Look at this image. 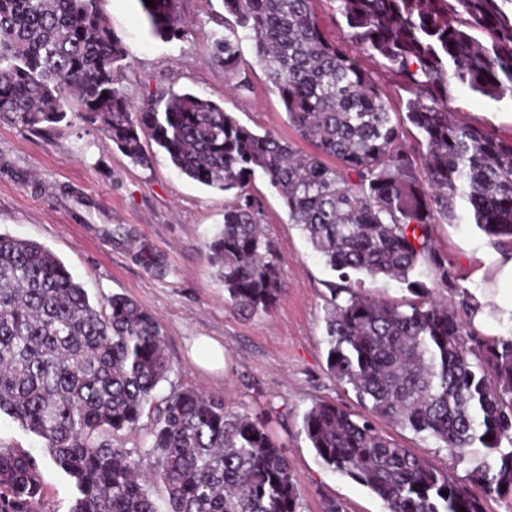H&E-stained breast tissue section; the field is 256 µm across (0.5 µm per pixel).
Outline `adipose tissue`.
<instances>
[{"mask_svg":"<svg viewBox=\"0 0 512 512\" xmlns=\"http://www.w3.org/2000/svg\"><path fill=\"white\" fill-rule=\"evenodd\" d=\"M475 277H489L491 285L477 293L472 306L474 326L486 335H496L497 323L492 319L493 310L503 308L505 301H512V257L496 255L493 262L476 267Z\"/></svg>","mask_w":512,"mask_h":512,"instance_id":"ef3b65f1","label":"adipose tissue"}]
</instances>
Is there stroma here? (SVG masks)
I'll return each mask as SVG.
<instances>
[{"label": "stroma", "mask_w": 512, "mask_h": 512, "mask_svg": "<svg viewBox=\"0 0 512 512\" xmlns=\"http://www.w3.org/2000/svg\"><path fill=\"white\" fill-rule=\"evenodd\" d=\"M115 36L127 48L124 85L134 96L160 87L191 91L223 105L241 125L271 133L303 153L314 147L288 123L283 104L270 91L260 67L249 72L250 88L233 90L221 64L205 51L227 14L222 0H179L188 27L181 40L168 42L151 32L139 0H106ZM449 107L463 120L483 125L492 135L512 137V105L467 90ZM144 148L150 167L134 165L101 131L62 122L33 131L0 120V233L42 244L65 265L92 303L115 294L134 299L159 320L171 365L156 399L174 388H193L224 397L240 412H260L282 445L299 490V512H323L326 500L343 512H383L379 497L349 477L324 468L302 430L306 410L318 402L336 404L363 416L367 407L351 386L340 384L327 367L326 317L330 286L338 279L291 224L280 196L262 175L250 192L260 201L263 228L282 259L285 290L267 313H242L224 303V285L206 261L202 245L224 222V205L234 198L180 175L152 141ZM129 226L137 242L162 253L168 264L157 277L135 262L129 249L112 245L102 230ZM434 243L466 275L465 287L484 290L472 272L477 259L495 252L471 224L440 223ZM224 351V365L213 369L195 355L199 337ZM396 443L463 480L464 465L433 440L377 420ZM0 446L22 448L40 459L44 512H69L75 491L45 457L39 438L0 415Z\"/></svg>", "instance_id": "obj_1"}]
</instances>
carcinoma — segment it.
Wrapping results in <instances>:
<instances>
[{
	"label": "carcinoma",
	"instance_id": "cac0c4a2",
	"mask_svg": "<svg viewBox=\"0 0 512 512\" xmlns=\"http://www.w3.org/2000/svg\"><path fill=\"white\" fill-rule=\"evenodd\" d=\"M104 2L0 0V118L43 130L72 116L145 167L143 141L151 140L180 174L236 190L203 250L237 311L269 312L283 290L282 258L246 193L261 172L343 279L328 300L330 373L373 416L435 441L467 474L463 483L450 479L329 403L303 416L317 458L373 491L384 512H484L469 483L512 512V328L486 336L472 327L465 274L432 238L442 221L465 222L512 255V140L448 107L460 89L512 103V0H336L345 44L325 37L311 0H224L234 21L212 34L206 59L246 91L241 43L251 39L288 123L316 154L251 131L200 94L131 96L122 83L128 51ZM154 2L144 7L153 33L183 38L178 0ZM363 55L398 75L419 150L403 141ZM105 235L114 245L133 241L124 224ZM132 256L157 275L167 271L146 246ZM352 273L404 282L415 299L402 310L361 292ZM169 372L152 313L119 294L91 304L51 250L0 234V414L39 437L69 478V512H298L297 484L267 419L191 388L156 406ZM148 407L155 421L145 454L154 467L146 472L112 447V434L136 428ZM154 484L163 485L160 501ZM43 493L37 458L0 448V512H42Z\"/></svg>",
	"mask_w": 512,
	"mask_h": 512
}]
</instances>
